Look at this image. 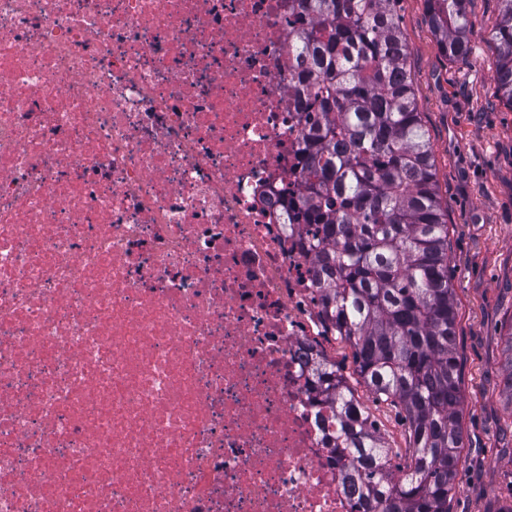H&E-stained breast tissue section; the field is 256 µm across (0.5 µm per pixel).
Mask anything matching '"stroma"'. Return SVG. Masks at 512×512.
<instances>
[{
    "instance_id": "35a3bbf8",
    "label": "stroma",
    "mask_w": 512,
    "mask_h": 512,
    "mask_svg": "<svg viewBox=\"0 0 512 512\" xmlns=\"http://www.w3.org/2000/svg\"><path fill=\"white\" fill-rule=\"evenodd\" d=\"M499 0H469L468 59L440 53L424 0H402L401 27L419 109L436 159V178L448 208L451 276L463 355L461 453L452 512H482L490 494L512 492V450L499 433L512 423L503 392L504 323L512 315V107L497 92V54L491 40ZM360 401L392 448H405L397 411L374 404L362 384Z\"/></svg>"
}]
</instances>
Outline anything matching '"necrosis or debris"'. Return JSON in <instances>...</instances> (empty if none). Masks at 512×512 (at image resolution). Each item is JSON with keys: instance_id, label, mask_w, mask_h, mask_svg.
<instances>
[{"instance_id": "1", "label": "necrosis or debris", "mask_w": 512, "mask_h": 512, "mask_svg": "<svg viewBox=\"0 0 512 512\" xmlns=\"http://www.w3.org/2000/svg\"><path fill=\"white\" fill-rule=\"evenodd\" d=\"M299 0H0V512H366L317 397Z\"/></svg>"}]
</instances>
